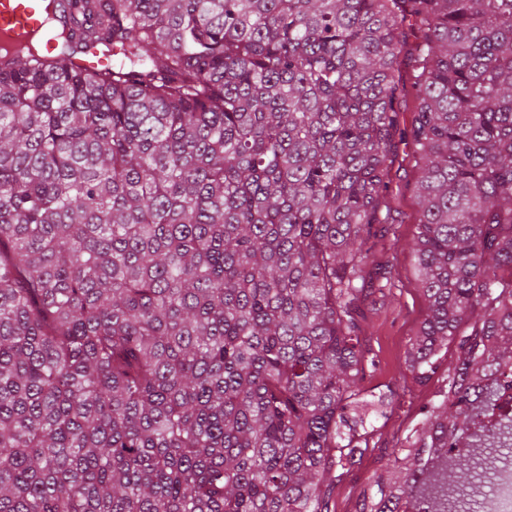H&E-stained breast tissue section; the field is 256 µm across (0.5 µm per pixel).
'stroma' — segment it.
<instances>
[{
  "label": "stroma",
  "mask_w": 512,
  "mask_h": 512,
  "mask_svg": "<svg viewBox=\"0 0 512 512\" xmlns=\"http://www.w3.org/2000/svg\"><path fill=\"white\" fill-rule=\"evenodd\" d=\"M412 147H398L399 162L393 169L391 205L394 222L387 238L375 240L372 258L387 264L392 286L377 297L368 312L369 333L365 355L370 365L359 383L363 396L387 395L383 414L371 415L374 426L366 448L330 493L331 512H358L365 497L386 483L394 447H414L424 411L439 401L448 387L447 370H439L425 384L413 380L406 367V351L425 314V301L415 273L409 244L416 229L418 206L414 196L416 169Z\"/></svg>",
  "instance_id": "obj_1"
}]
</instances>
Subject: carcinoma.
<instances>
[{
  "instance_id": "obj_1",
  "label": "carcinoma",
  "mask_w": 512,
  "mask_h": 512,
  "mask_svg": "<svg viewBox=\"0 0 512 512\" xmlns=\"http://www.w3.org/2000/svg\"><path fill=\"white\" fill-rule=\"evenodd\" d=\"M38 7L46 36L0 38V512H330L379 412L364 305L402 141L408 370L457 358L359 512L464 501L470 449L512 448V419L475 426L512 365V0Z\"/></svg>"
}]
</instances>
